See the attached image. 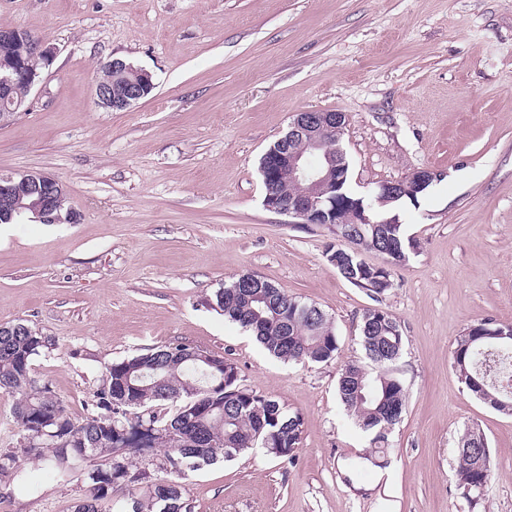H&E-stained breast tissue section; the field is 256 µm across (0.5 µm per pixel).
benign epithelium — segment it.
<instances>
[{"label": "benign epithelium", "mask_w": 512, "mask_h": 512, "mask_svg": "<svg viewBox=\"0 0 512 512\" xmlns=\"http://www.w3.org/2000/svg\"><path fill=\"white\" fill-rule=\"evenodd\" d=\"M55 55L54 47L42 43L24 29H0V102L4 104L0 108V122L25 105L26 97L14 95L15 86L22 85L29 92L41 79V70L29 64V59L37 57L46 67ZM137 75L139 80L132 82L118 96L112 95V85L97 82L96 104L120 111L145 98L154 89L152 75L141 68ZM344 128L343 116L332 111H305L295 116L288 131L279 139V150L272 153L264 166L263 179L269 185L286 172L290 181L305 185L306 191L287 200L269 192L265 197L267 209L288 214L302 224L321 225L333 234L338 224L372 223L362 200H357L353 208L347 210L339 194L349 165L341 148H326L325 135L333 134L339 140ZM296 142L302 143L304 148H294ZM17 177L37 195L29 205L16 201ZM17 177L0 175V222L8 224L24 216L26 210L42 224L74 222L73 214H63L58 207V200L65 196L60 180L35 171ZM435 178L436 174L431 171H416L405 180L379 184L377 192L381 197H395L401 193L413 196Z\"/></svg>", "instance_id": "obj_1"}]
</instances>
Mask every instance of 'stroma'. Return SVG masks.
Masks as SVG:
<instances>
[{"mask_svg":"<svg viewBox=\"0 0 512 512\" xmlns=\"http://www.w3.org/2000/svg\"><path fill=\"white\" fill-rule=\"evenodd\" d=\"M0 28L57 49L0 122V173L58 178L76 215L0 224V326L52 337L33 368L73 417L112 361L182 342L303 419L293 461L259 451L190 473L193 512H512V415L453 365L468 327L512 324V0H0ZM116 58L155 83L123 111L94 101ZM311 110L344 115L358 194L436 175L395 209L417 250L382 299L328 262V230L264 204L260 159ZM244 273L321 308L336 355L271 359L212 309ZM375 306L402 329L406 403L382 466L355 470L375 445L337 379ZM474 425L492 475L472 504L457 448ZM21 467L30 487L0 479V512H72L86 493L80 473L61 481L27 456Z\"/></svg>","mask_w":512,"mask_h":512,"instance_id":"obj_1","label":"stroma"}]
</instances>
